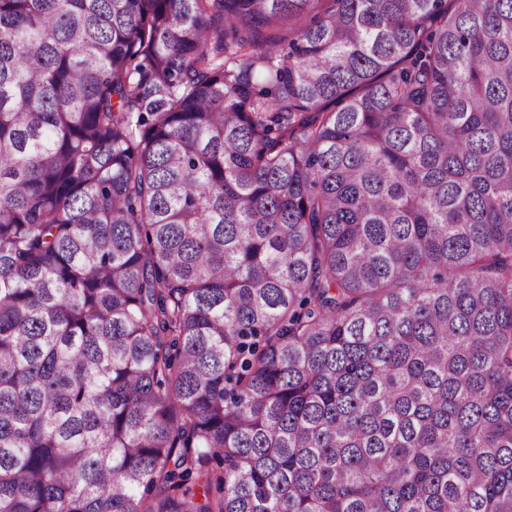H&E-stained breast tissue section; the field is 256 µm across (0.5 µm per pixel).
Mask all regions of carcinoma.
Here are the masks:
<instances>
[{"mask_svg": "<svg viewBox=\"0 0 512 512\" xmlns=\"http://www.w3.org/2000/svg\"><path fill=\"white\" fill-rule=\"evenodd\" d=\"M0 512H512V0H0Z\"/></svg>", "mask_w": 512, "mask_h": 512, "instance_id": "obj_1", "label": "carcinoma"}]
</instances>
